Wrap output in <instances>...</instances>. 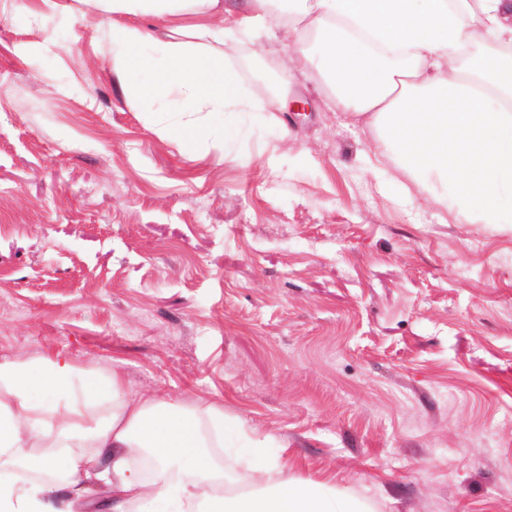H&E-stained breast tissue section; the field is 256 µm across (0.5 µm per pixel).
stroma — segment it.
Wrapping results in <instances>:
<instances>
[{"label": "stroma", "mask_w": 512, "mask_h": 512, "mask_svg": "<svg viewBox=\"0 0 512 512\" xmlns=\"http://www.w3.org/2000/svg\"><path fill=\"white\" fill-rule=\"evenodd\" d=\"M87 0H0V363L118 369L125 391L224 411L216 462L330 480L373 512H512V225L409 195L316 71L186 153L116 77Z\"/></svg>", "instance_id": "35a3bbf8"}]
</instances>
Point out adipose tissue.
I'll return each mask as SVG.
<instances>
[{"label": "adipose tissue", "instance_id": "obj_1", "mask_svg": "<svg viewBox=\"0 0 512 512\" xmlns=\"http://www.w3.org/2000/svg\"><path fill=\"white\" fill-rule=\"evenodd\" d=\"M94 2L112 17L123 89L183 100L185 120L165 129L171 139L194 148L209 137L210 116L254 110L236 71L206 48L215 33L190 22L223 10V0ZM240 9L221 40L297 35L303 64L418 191L466 223L512 224V55L460 60L488 35L512 45V0H242ZM129 15L159 19L165 36L128 25ZM36 386L43 394L34 399ZM101 406L105 414L89 424ZM223 436L219 409L128 397L116 370L80 372L58 359L0 364V461L44 470L58 465L49 449L67 451L60 483L0 472V512H76L94 484L106 487L109 512H132L163 491L188 512L199 504L204 512H369L364 501L291 480L277 466L256 469L247 490H229L210 454ZM141 450L156 463L154 478L135 464Z\"/></svg>", "mask_w": 512, "mask_h": 512}]
</instances>
